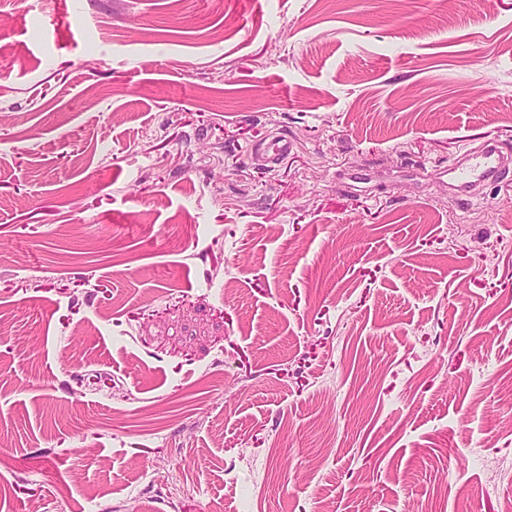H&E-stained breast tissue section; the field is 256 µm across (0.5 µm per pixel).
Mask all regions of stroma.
<instances>
[{
	"mask_svg": "<svg viewBox=\"0 0 512 512\" xmlns=\"http://www.w3.org/2000/svg\"><path fill=\"white\" fill-rule=\"evenodd\" d=\"M0 46V512H503L512 180L446 172L512 155V0H0ZM293 145L286 137H276L267 143L261 154L263 165H277L292 152ZM509 169L502 161L501 151L495 144H487L465 156L452 168L457 187L465 195H476L475 188L485 181L494 180Z\"/></svg>",
	"mask_w": 512,
	"mask_h": 512,
	"instance_id": "obj_1",
	"label": "stroma"
}]
</instances>
